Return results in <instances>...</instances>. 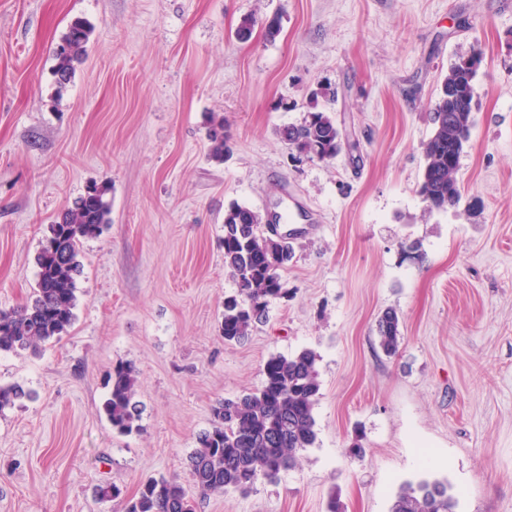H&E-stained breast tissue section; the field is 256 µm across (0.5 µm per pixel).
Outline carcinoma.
Instances as JSON below:
<instances>
[{"label":"carcinoma","instance_id":"carcinoma-1","mask_svg":"<svg viewBox=\"0 0 512 512\" xmlns=\"http://www.w3.org/2000/svg\"><path fill=\"white\" fill-rule=\"evenodd\" d=\"M82 22L71 24L54 51V76L68 83L89 40ZM458 57L448 68L437 102L428 113L430 136L421 143L424 166L418 193L428 212L445 211L459 204L462 188L459 163L468 139L462 133L472 123V102L478 70L462 67ZM282 141L296 151L320 160L334 159L343 149L339 125L333 113L312 107L299 124L279 130ZM209 157L222 163L230 152V135L222 116H212L207 131ZM106 189L87 188L48 226V234L35 257L38 267L33 300L0 311V353L36 348L59 340L72 327L77 301L79 256L83 241L97 237L109 223ZM224 269L237 286L224 299L220 324L224 341L239 343L267 319L272 301L282 295L280 271L293 258L286 238L269 235L260 211L239 203L224 210ZM379 346L387 355L399 345V317L390 309L378 321ZM317 355L304 349L292 356H272L263 368L260 389L224 398L212 408L211 429L201 433L188 456L192 483L203 497L229 491L247 494L261 481H273L293 467L297 453L314 445V408L320 382ZM139 373L128 362L109 371L102 410L112 429L121 435L138 434L141 409L135 400ZM29 396L20 385H0V411ZM456 501L448 495V483L422 480L401 487L390 512H455ZM124 512H195L188 491L175 477H150L129 499Z\"/></svg>","mask_w":512,"mask_h":512}]
</instances>
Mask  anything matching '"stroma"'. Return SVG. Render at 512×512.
I'll use <instances>...</instances> for the list:
<instances>
[{
	"mask_svg": "<svg viewBox=\"0 0 512 512\" xmlns=\"http://www.w3.org/2000/svg\"><path fill=\"white\" fill-rule=\"evenodd\" d=\"M250 13L279 14L280 33L236 39ZM77 19L92 33L61 90L53 52ZM474 50L462 199L430 213L427 114ZM315 92L354 155L280 140ZM213 112L232 133L221 164ZM93 184L110 222L83 244L73 326L0 354V385L31 393L0 412V512H121L148 478L190 484L215 402L305 349L315 444L197 512H389L423 479L447 481L456 512H512V0H0V309L30 300L49 224ZM233 202L279 213L294 251L282 297L239 343L219 330L237 290L222 248ZM388 308L392 356L377 335ZM119 361L139 371L131 436L102 411ZM105 482L119 498L95 497ZM207 125V137L210 143L209 157L212 161L224 163L225 156L230 152V135L224 116L213 115ZM379 346L387 355L395 354L399 345V317L390 309L378 321Z\"/></svg>",
	"mask_w": 512,
	"mask_h": 512,
	"instance_id": "obj_1",
	"label": "stroma"
}]
</instances>
